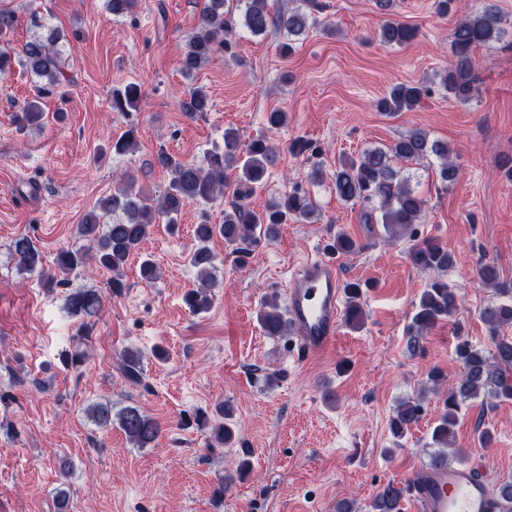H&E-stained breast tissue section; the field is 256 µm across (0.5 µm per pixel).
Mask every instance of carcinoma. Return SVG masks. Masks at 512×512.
<instances>
[{
    "mask_svg": "<svg viewBox=\"0 0 512 512\" xmlns=\"http://www.w3.org/2000/svg\"><path fill=\"white\" fill-rule=\"evenodd\" d=\"M240 9L243 10L244 26L254 35H264L271 29H277L287 32L290 37H299L308 28L309 14L298 7L272 13L267 9V0H205L199 25L187 40L180 60L183 73H197L224 47V37L232 33L236 25L235 13ZM14 24L15 15L9 10H0V75L11 73L14 65L18 64L36 78L31 97L14 115L16 127L24 131L40 122L42 99L56 92L65 75L61 70L60 34L51 30L45 36L26 42L18 50L7 40ZM504 33L503 18L496 0H485L480 11L465 15L458 21L452 33V59L441 80L449 97L460 104H467L478 95L480 76L474 52L479 47L501 41ZM417 35L415 28L395 20L387 21L380 29V39L387 46L407 45ZM428 92L429 88L423 84L400 83L380 98L376 107L388 114L412 111ZM142 98L141 86L137 84L130 83L115 89L112 91V111L134 110ZM180 108L194 117L209 110V96L203 89L193 87L180 100ZM136 144V134L131 128L112 141L111 151L124 155L133 151ZM274 153V147L266 138L258 137L243 144L233 130L224 131L223 151L211 152L201 162L185 160L161 148L155 154L154 163L169 177L163 192L153 196L134 190V185L128 183L122 190L98 198L93 209L76 225L75 233L85 245L75 250H61L51 273L45 272L42 252L31 238H15L12 252L16 266L23 272L37 274L49 288L66 283L68 276L80 268L96 266L112 272L109 292L119 296L125 288L122 270L141 243L150 237L154 224L165 217L172 225L185 206L209 202L223 195L228 183V170L231 169L235 171L233 184L240 203L231 211L224 212V223L196 225V244L188 255V263L200 280L199 289L188 294V305L195 313L206 312L214 301L215 289L221 287V282L214 276L215 255L210 247L214 238L219 236L236 246L243 260L252 254L261 240L271 237L276 226L308 220L316 211L312 197L300 187L292 188L262 210H255L246 203L263 187ZM432 156L439 159L441 181H454L456 169L450 160L448 144L430 139L419 129L408 131L390 146L369 148L355 157L341 159L334 173L336 196L349 202L376 203L374 210L365 213V223L382 225L391 240L409 238L412 244L407 250L408 260L413 268L424 273L447 271L453 264V257L438 241L414 237L413 225L419 223L426 200L400 176V171L404 163H419ZM116 212L122 213L123 217L110 224L104 222ZM355 248V242L344 233L337 234L328 245L334 255H347ZM476 277L483 286L498 289L500 295H506L508 299L481 312V318L491 333L492 351L486 354L463 338L456 346L462 373L448 388L441 412L432 427L434 450L429 455L431 467L446 466L451 461L448 449L454 447L455 428L463 405L478 398L492 402L512 401V337L499 335L502 327L512 325V288L504 287L500 281V270L493 263L480 264ZM348 292L350 302L346 316L351 325L358 328L363 323L359 305L360 284L349 285ZM103 304L104 294L94 288L79 289L67 299L68 312L73 316L92 317L101 311ZM457 309L458 296L448 282H432L421 292L414 306L407 331L409 351L414 354L421 352L425 333L438 323L451 319ZM257 319L265 335L272 338L288 335V320L280 310L276 296L264 297ZM88 356V345L80 333L68 361L76 366L84 363ZM121 368L128 379L141 382L138 351L125 350ZM88 412L90 418L101 426H108L112 419H117L122 431L140 448L153 445L161 433L157 421L133 406L123 408L114 416L112 405L97 403L90 406ZM423 413L424 407L419 400L402 401L390 418L391 433L397 439L402 438L419 423ZM231 416L230 408L225 406L219 410V419L210 422L199 417L197 421L210 430L211 441L226 445L235 437ZM493 493L504 505L505 512H512V479L499 482ZM401 500L402 490L389 484L374 499L372 508L374 512H401Z\"/></svg>",
    "mask_w": 512,
    "mask_h": 512,
    "instance_id": "1",
    "label": "carcinoma"
}]
</instances>
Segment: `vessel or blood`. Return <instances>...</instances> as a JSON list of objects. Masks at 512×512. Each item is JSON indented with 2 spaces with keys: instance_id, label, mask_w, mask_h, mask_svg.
I'll list each match as a JSON object with an SVG mask.
<instances>
[{
  "instance_id": "obj_1",
  "label": "vessel or blood",
  "mask_w": 512,
  "mask_h": 512,
  "mask_svg": "<svg viewBox=\"0 0 512 512\" xmlns=\"http://www.w3.org/2000/svg\"><path fill=\"white\" fill-rule=\"evenodd\" d=\"M343 280L335 261L300 262L288 289V318L298 358L334 344L343 311ZM407 495L417 512H495L487 479L469 467L430 471L410 482Z\"/></svg>"
}]
</instances>
